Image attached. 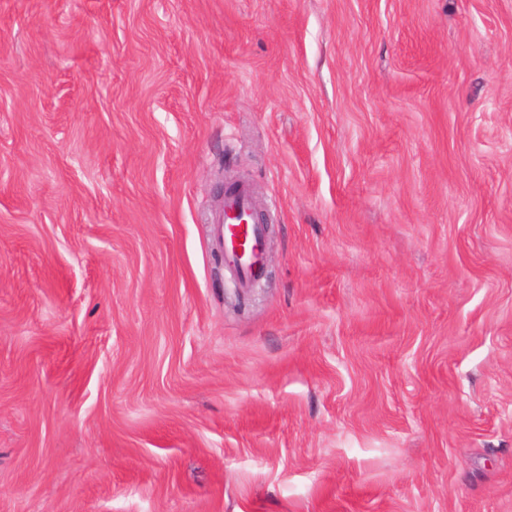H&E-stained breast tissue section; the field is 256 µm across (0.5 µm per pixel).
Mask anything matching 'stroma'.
Listing matches in <instances>:
<instances>
[{
	"mask_svg": "<svg viewBox=\"0 0 512 512\" xmlns=\"http://www.w3.org/2000/svg\"><path fill=\"white\" fill-rule=\"evenodd\" d=\"M0 512H512V0H0ZM253 205L252 189L240 186L235 193L224 196V207L211 220L217 243H224V262L235 270L243 288L253 287L264 266L263 224L267 225V220L257 214L261 224L251 223Z\"/></svg>",
	"mask_w": 512,
	"mask_h": 512,
	"instance_id": "obj_1",
	"label": "stroma"
}]
</instances>
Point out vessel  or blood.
Returning a JSON list of instances; mask_svg holds the SVG:
<instances>
[{
    "mask_svg": "<svg viewBox=\"0 0 512 512\" xmlns=\"http://www.w3.org/2000/svg\"><path fill=\"white\" fill-rule=\"evenodd\" d=\"M253 205L251 188L241 186L225 196L222 209L212 219L215 239L224 245V261L245 288L253 286L264 265V229L249 219Z\"/></svg>",
    "mask_w": 512,
    "mask_h": 512,
    "instance_id": "b4317fda",
    "label": "vessel or blood"
}]
</instances>
